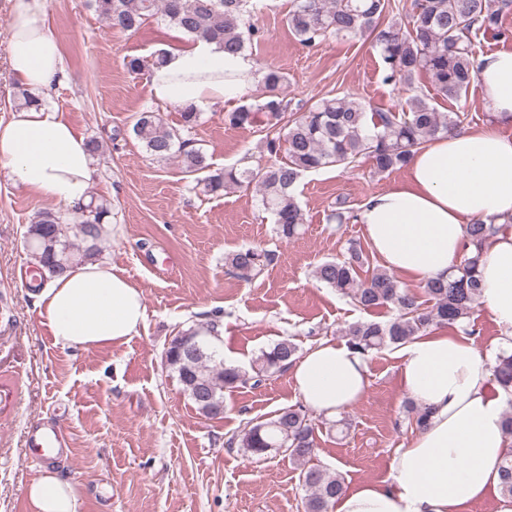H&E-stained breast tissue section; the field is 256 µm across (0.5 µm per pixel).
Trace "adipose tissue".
Segmentation results:
<instances>
[{"instance_id": "adipose-tissue-1", "label": "adipose tissue", "mask_w": 512, "mask_h": 512, "mask_svg": "<svg viewBox=\"0 0 512 512\" xmlns=\"http://www.w3.org/2000/svg\"><path fill=\"white\" fill-rule=\"evenodd\" d=\"M13 16L6 55L13 78L45 95L64 79L46 0H9ZM152 69L156 101L208 111L242 96L258 79L244 53L226 56L216 43L190 40L167 49ZM483 102L494 120L424 144L407 178L369 196L358 212L364 238L381 264L413 283L444 278L468 249V224L495 221L499 232L482 249V299L512 350V49L475 60ZM0 164L22 188L71 209L89 203L93 177L88 142L53 104L14 109L0 121ZM56 344L97 348L129 341L146 316L141 289L109 262L94 258L47 278L36 294ZM404 392L431 412L427 426L397 449L390 479L366 483L337 499L335 512H467L496 493L500 465L512 453L503 414L512 395L490 390L485 357L464 334L421 336L400 352ZM294 387L313 411L333 416L369 386L365 356L323 341L292 367ZM30 512H79L74 487L47 473L32 481Z\"/></svg>"}]
</instances>
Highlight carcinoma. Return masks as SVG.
<instances>
[{
    "instance_id": "obj_1",
    "label": "carcinoma",
    "mask_w": 512,
    "mask_h": 512,
    "mask_svg": "<svg viewBox=\"0 0 512 512\" xmlns=\"http://www.w3.org/2000/svg\"><path fill=\"white\" fill-rule=\"evenodd\" d=\"M261 0H89L111 30L135 32L155 17L191 39L218 44L228 54L246 52L247 43L259 36L252 22ZM512 11V0H410L408 21L388 19L394 12L391 0H293L286 23L296 40L313 47L330 35L372 38L381 61L382 80L395 87H411L416 75H428L434 89L456 101L477 79L474 70L473 35L481 31L496 38H509L501 17ZM248 102L224 114V123L234 128L259 124L266 132L267 148L277 153L286 145L287 160L257 168L226 167L215 170L207 152L192 133L199 112L192 106L181 110L179 128L164 124L159 113H137L131 134L150 155L159 160L180 159L186 176L209 194L234 186L255 185L261 204L274 216L275 232L283 239L298 234L304 214L295 196L300 178L307 172L326 167L349 168L360 158L372 162L374 172L383 174L410 163L420 145L453 132L462 123L458 112H439L425 98L415 94L398 113L373 109L359 100L344 96L323 97L305 112L289 113L283 89L286 73L267 65ZM112 215L104 203L90 200L83 208L66 212H42L27 230L26 243L38 264L49 276L61 275L72 265L99 254L102 224ZM495 232V226L476 222L467 228L469 243L479 245ZM481 250L463 255L460 263L448 269V278L424 285L426 300L400 287L388 270L377 267L363 279L358 269L369 264L361 245L353 243L347 256L326 260L315 266L314 279L350 296L363 310L388 307L395 316L386 321L366 320L343 331L346 343L362 353L382 348L396 349L416 337L440 327L453 326L464 334L475 333L471 314L482 297L478 273ZM271 252L257 247L240 249L226 258L233 275L246 283L258 278L271 264ZM219 319L205 330H185L198 342L193 352L171 348L166 366L176 374L182 391L198 413L212 419L215 408L224 405V392L254 388L265 377L288 369L296 359L297 346L281 340L252 360L250 370L226 366L219 360L208 335L215 332ZM497 384L512 391V354H498L492 366ZM429 410L408 406L409 425L422 429ZM262 456L273 448L288 453L300 466L299 481L306 489L305 512H330L344 494V479L308 462L315 450V423L303 405L290 406L269 420H249L241 432L226 442ZM501 495L512 502V455L501 468Z\"/></svg>"
}]
</instances>
